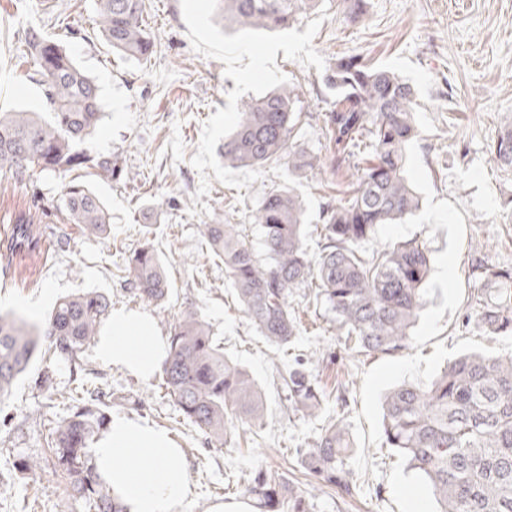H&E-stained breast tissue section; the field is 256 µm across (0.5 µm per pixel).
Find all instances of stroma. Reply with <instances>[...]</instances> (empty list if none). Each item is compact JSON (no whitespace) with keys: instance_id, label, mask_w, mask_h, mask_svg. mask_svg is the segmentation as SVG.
<instances>
[{"instance_id":"35a3bbf8","label":"stroma","mask_w":512,"mask_h":512,"mask_svg":"<svg viewBox=\"0 0 512 512\" xmlns=\"http://www.w3.org/2000/svg\"><path fill=\"white\" fill-rule=\"evenodd\" d=\"M97 0H0V108L45 111L44 88L22 41L28 29L64 42L75 61L101 88L102 119L89 147L117 157L115 180L81 170L80 179L104 202L110 234L82 235L79 225L52 213L67 175L34 172L17 182L0 175V243L9 218L19 211L41 217L40 250L0 262V299L12 298L14 313L41 322L58 298L97 290L116 310L150 316L158 335L185 309H196L224 343V354L258 384L266 410L263 429L228 424L223 446L208 445L163 386L161 376L136 378L100 362L86 347L85 379L69 363L35 356L27 372L0 398V512H90L69 499L52 469L30 475L24 459L44 456L56 422L75 411L85 389L111 395L112 416L148 421L169 433L182 451L193 493L183 512H209L211 505L245 500V473L263 468L288 477L314 505L313 512H408L419 498L424 512L436 503L428 486L385 446L380 400L390 387L428 382L447 361L470 351L512 356V335L493 338L465 323L476 282V265L512 267V171L492 160L489 147L500 124L512 117V0H366V13L344 19L338 0L279 32L225 27L214 0H146L147 29L156 44L137 61L113 52L95 24ZM359 56L385 68L416 92V134L406 147V176L420 207L398 224L381 226L362 243L365 255L395 241L419 239L431 256L423 311L410 346L393 355L351 348L328 329V318L303 290L291 303L301 333L289 351L277 350L246 318L223 263L203 238L214 214L246 227L254 249L262 232L251 214L264 189L286 184V162L233 169L221 147L244 101L270 90L296 86L302 101L299 148L324 156L323 113L333 98L324 75L337 58ZM342 175L333 182L312 172L297 183L317 254L314 227L335 202ZM152 240L171 280L164 307L136 299L126 282L129 255ZM320 357L313 370L328 399L318 417L289 408L273 382L274 364ZM51 370L52 393L36 378ZM343 416L355 443L348 466L357 496L308 474L301 456L315 444L329 418Z\"/></svg>"}]
</instances>
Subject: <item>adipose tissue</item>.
<instances>
[{
    "label": "adipose tissue",
    "instance_id": "ef3b65f1",
    "mask_svg": "<svg viewBox=\"0 0 512 512\" xmlns=\"http://www.w3.org/2000/svg\"><path fill=\"white\" fill-rule=\"evenodd\" d=\"M167 349L147 314L116 311L95 351L102 363L147 380ZM180 455L164 430L128 417L114 418L93 445L95 472L124 512H182L191 488Z\"/></svg>",
    "mask_w": 512,
    "mask_h": 512
}]
</instances>
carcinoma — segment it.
Wrapping results in <instances>:
<instances>
[{"instance_id":"1","label":"carcinoma","mask_w":512,"mask_h":512,"mask_svg":"<svg viewBox=\"0 0 512 512\" xmlns=\"http://www.w3.org/2000/svg\"><path fill=\"white\" fill-rule=\"evenodd\" d=\"M323 0H217L224 22L238 27L277 30L321 8ZM144 0H97L100 33L112 50L146 60L154 43L144 25ZM22 53L44 85L48 119L35 112L0 109V173L23 179L40 170H94L105 179L120 171L118 159L91 153L88 142L102 118L101 89L67 48L42 31H27ZM325 82L337 92L324 113L329 156L322 159L296 148L300 137L299 93L273 90L242 104L233 132L224 137V165L255 167L288 160V176L309 171L355 170L354 191L327 206L321 217V251L305 248L306 218L291 187L264 191L253 223L263 233L265 257L259 258L241 224L224 216L204 225L210 251L224 263L244 314L268 342L285 348L300 331L289 298L297 288L315 286L337 335L368 354H393L408 348L410 329L424 306L430 254L417 239L396 242L365 258L359 246L383 224H395L419 209V198L404 177L405 146L415 134L414 90L395 73L373 69L355 56L331 66ZM493 160L512 170V120L489 146ZM54 209L88 237L110 232V215L83 182L65 185ZM0 258L39 246L34 217L19 212ZM130 291L161 305L171 283L155 247L135 250L126 267ZM474 300L475 329L487 336L512 335V268L481 265ZM112 306L100 291L60 299L49 318L30 325L12 312H0V397L27 371L39 349L49 360L78 365L83 349L99 338ZM163 385L185 419L209 443L224 445L228 417L251 427L265 425L262 398L249 373L228 361L210 325L184 310L170 326ZM311 361L294 359L276 367L288 406L317 416L326 394ZM103 392L53 427L47 454L21 467L37 474L50 467L66 481L69 496L95 512H123L112 492L99 481L88 442L108 423ZM385 447L407 462L429 486L436 512H512V357L468 353L450 361L424 384L402 383L381 400ZM354 441L341 417L329 422L302 460L309 474L351 496L356 484L346 461ZM246 493L260 512H312L296 486L258 469L246 478Z\"/></svg>"}]
</instances>
